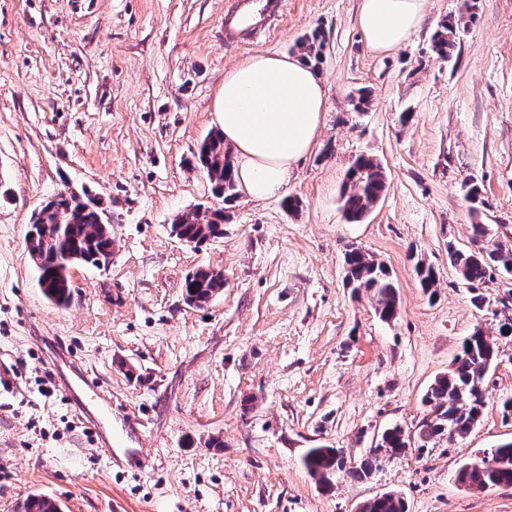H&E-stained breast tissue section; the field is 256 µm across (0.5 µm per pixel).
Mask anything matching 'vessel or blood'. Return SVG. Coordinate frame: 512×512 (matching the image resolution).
Here are the masks:
<instances>
[{"label":"vessel or blood","mask_w":512,"mask_h":512,"mask_svg":"<svg viewBox=\"0 0 512 512\" xmlns=\"http://www.w3.org/2000/svg\"><path fill=\"white\" fill-rule=\"evenodd\" d=\"M281 8L282 0H238L235 9L224 16L226 41L240 44L251 40ZM52 370L80 419L96 433L97 446L109 467L127 469L145 461L138 422L121 418L111 397L102 392L98 378L77 357L65 356L53 363Z\"/></svg>","instance_id":"b4317fda"}]
</instances>
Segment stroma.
I'll use <instances>...</instances> for the list:
<instances>
[{"mask_svg":"<svg viewBox=\"0 0 512 512\" xmlns=\"http://www.w3.org/2000/svg\"><path fill=\"white\" fill-rule=\"evenodd\" d=\"M233 2L0 0V370L22 368L0 387V512L34 494L61 512H357L389 491L408 512H512V487L456 481L464 463L512 440L501 407L512 335L498 333L512 277L484 284L478 309L448 261L476 223L512 244V0H478L445 62L430 37L461 0H427L421 28L388 52L356 28L357 0H283L270 30L229 45ZM314 29L327 89L317 146L283 196L224 203L192 161L219 128L225 70L293 53ZM361 87L372 104L360 115L350 98ZM361 154L383 164L387 189L349 224L340 189ZM471 180L484 200L475 213ZM61 192L93 199L114 241L108 267H73L65 308L44 296L26 247L34 211ZM287 194L298 210L284 208ZM209 207L229 216L223 237L178 240L177 215ZM351 246L391 272L392 323L346 286ZM421 262L437 273L436 296L419 285ZM201 267L223 272L224 290L196 308L183 283ZM478 329L499 350L481 421L419 447L424 396ZM54 343L141 421L145 464L109 468L63 392L41 394ZM395 425L410 447L381 454L368 478L322 482L303 466L318 447L356 465Z\"/></svg>","mask_w":512,"mask_h":512,"instance_id":"1","label":"stroma"}]
</instances>
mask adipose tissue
Masks as SVG:
<instances>
[{"mask_svg": "<svg viewBox=\"0 0 512 512\" xmlns=\"http://www.w3.org/2000/svg\"><path fill=\"white\" fill-rule=\"evenodd\" d=\"M425 3L359 0L356 25L374 50H392L419 30ZM326 102L317 71L297 55L255 54L225 71L216 112L242 194L263 201L283 191L317 142Z\"/></svg>", "mask_w": 512, "mask_h": 512, "instance_id": "adipose-tissue-1", "label": "adipose tissue"}]
</instances>
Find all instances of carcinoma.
<instances>
[{
  "instance_id": "obj_1",
  "label": "carcinoma",
  "mask_w": 512,
  "mask_h": 512,
  "mask_svg": "<svg viewBox=\"0 0 512 512\" xmlns=\"http://www.w3.org/2000/svg\"><path fill=\"white\" fill-rule=\"evenodd\" d=\"M462 19L445 17L437 25L430 39L432 52L441 60L451 58L456 47ZM323 37L315 29L296 43L298 52L318 67L322 60ZM233 153L224 145V135L217 130L210 133L194 155V166L203 170L213 184V193L232 202L237 197V183L233 175ZM387 176L378 159L362 155L355 159L346 173L341 193L342 210L349 223L363 221L386 190ZM101 211L87 198L81 200L58 193L33 217L27 237L28 252H36L39 281L45 284L44 296L58 307H66L72 297L69 269L74 263L98 266V262L112 255V231L99 223ZM472 245L469 250L448 246V259L460 277L476 290L495 275H512V248L498 243L487 245L485 224H473ZM172 232L178 239L194 242V245L224 236V210L215 209L209 214L197 211L183 213L172 224ZM345 278L356 290L372 294L378 317L391 322L397 318V288L388 270L373 256L360 248L349 249L344 257ZM419 283L429 297L436 295V274L432 267L417 268ZM224 290V274L199 268L184 281V299L191 306L201 307ZM496 344L481 346L465 339L461 354L455 359L448 373L435 378L425 395L429 406L417 428L421 447L437 437L471 432L479 423L484 406V382L489 370L496 365ZM409 436L399 427L385 430L375 451L401 454L409 447ZM495 463L480 468L464 465L457 479L465 486H512V443L507 442L490 449ZM379 457L365 458L359 467L347 471L352 478L369 476L378 466ZM307 471L324 480L344 466V458L338 448H311L304 457ZM22 512H60L51 499L34 495L27 499ZM360 512H407L404 499L393 493H384L366 501Z\"/></svg>"
}]
</instances>
